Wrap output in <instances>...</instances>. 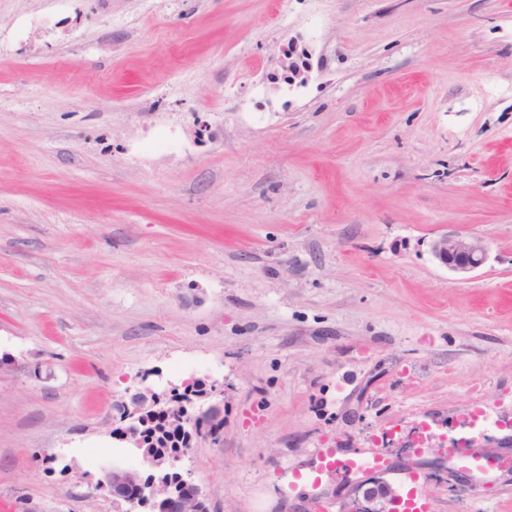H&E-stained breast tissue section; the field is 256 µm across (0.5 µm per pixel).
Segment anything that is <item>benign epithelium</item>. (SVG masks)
Segmentation results:
<instances>
[{
	"label": "benign epithelium",
	"mask_w": 512,
	"mask_h": 512,
	"mask_svg": "<svg viewBox=\"0 0 512 512\" xmlns=\"http://www.w3.org/2000/svg\"><path fill=\"white\" fill-rule=\"evenodd\" d=\"M435 259L448 270L466 275L484 265L487 259V245L484 240L461 233H443L432 242ZM159 396H154L153 405L159 406L172 427L182 432L196 429L203 422V416L192 413L194 400L177 402L174 405H159ZM133 448L142 463L156 470L158 475L149 482L144 481L139 472L132 468L107 463L101 467L100 489L112 499L135 504V500L124 495L125 490L135 488L139 495L150 500L155 512H205L206 504L199 487L190 475L170 470L176 458L170 448H162L143 436L132 437Z\"/></svg>",
	"instance_id": "7a95c632"
}]
</instances>
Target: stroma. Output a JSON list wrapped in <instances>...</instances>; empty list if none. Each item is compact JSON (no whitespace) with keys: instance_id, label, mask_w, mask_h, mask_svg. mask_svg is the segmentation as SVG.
<instances>
[{"instance_id":"35a3bbf8","label":"stroma","mask_w":512,"mask_h":512,"mask_svg":"<svg viewBox=\"0 0 512 512\" xmlns=\"http://www.w3.org/2000/svg\"><path fill=\"white\" fill-rule=\"evenodd\" d=\"M76 5L19 43L51 0H0V512H117L120 406L186 380L210 512H512L445 463L512 457V0ZM328 449L393 469L293 479ZM56 4L58 9L49 13L32 15L27 22L18 26L14 32L15 40L20 43L25 42L32 29L54 33L57 29L61 28L71 18V14L74 11V1L59 0ZM431 248L442 266L459 275L476 271L487 259L485 241L461 233H443L433 240Z\"/></svg>"}]
</instances>
